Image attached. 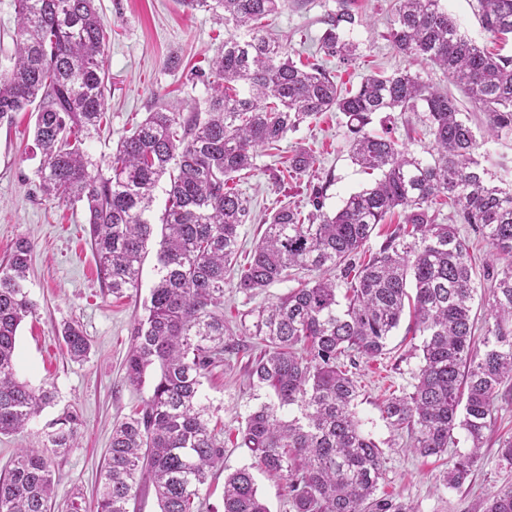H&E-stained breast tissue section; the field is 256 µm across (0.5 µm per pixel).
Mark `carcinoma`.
I'll list each match as a JSON object with an SVG mask.
<instances>
[{
  "label": "carcinoma",
  "instance_id": "1",
  "mask_svg": "<svg viewBox=\"0 0 512 512\" xmlns=\"http://www.w3.org/2000/svg\"><path fill=\"white\" fill-rule=\"evenodd\" d=\"M13 2L17 31L11 66L0 72V123L34 113L42 195L84 207L100 277L116 298L139 288L148 243L159 237L158 278L132 328L125 378L140 387L148 370L158 374L140 408L112 427L96 512H129L145 481L160 512H201V491L224 460V426L213 422L202 378L231 365L245 349L243 336L260 347L248 376L270 394L239 427L254 462L224 479V512H269L255 469L285 482L293 512H418L379 492L383 451L362 430L350 373L384 354L407 307L408 331L422 338V365L411 391L384 401L382 417L390 429L406 430L408 447L422 457L447 453L454 431L463 430L469 451L456 454L444 475L446 486L462 487L512 382V187L479 152L481 137L512 136V55L478 46L441 0H397L388 41L397 54L448 75L483 114L479 135L450 93L407 69L370 75L345 92L322 66L297 65L288 44L267 29L288 0H180L228 31L203 106L187 116L157 108L95 161L85 142L104 115L102 59L112 29L95 0ZM479 4L493 38L512 36V0ZM360 23L350 0H337L319 52L356 65L362 54L349 34ZM420 108L433 136L427 159L391 129H370L376 113ZM333 111L346 119L355 164L380 177L332 213L325 210L330 181L309 183L311 209L280 205L248 265L234 269L250 204L228 183L256 168L258 148H274L288 131ZM312 164L306 151L288 159L297 175ZM164 178L157 233L148 215ZM397 207L404 222L366 252L376 226ZM445 207L487 247L480 328L472 317L469 243L438 222ZM33 249L21 237L0 261V435L25 430L56 399L55 389L16 377L17 330L37 313L28 291ZM335 270L339 278L327 277ZM232 272L249 300L276 283L297 286L241 313L234 329L224 321V280ZM61 337L71 359L87 357L91 344L79 324H65ZM81 425L68 411L42 431L40 447L18 450L0 474V512H54L53 457L75 447ZM484 512H512V486L492 493Z\"/></svg>",
  "mask_w": 512,
  "mask_h": 512
}]
</instances>
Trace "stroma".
<instances>
[{
	"mask_svg": "<svg viewBox=\"0 0 512 512\" xmlns=\"http://www.w3.org/2000/svg\"><path fill=\"white\" fill-rule=\"evenodd\" d=\"M395 0H354L364 23L352 38L363 53L358 64L343 68L336 59L322 58V65L344 88H357L367 76L407 69L422 80L448 87L443 73L402 57L386 38ZM104 21L112 28L103 66L111 81L104 128L86 143L93 158L109 156L119 141L148 112L168 105L189 112L206 96L201 75L224 46L223 25L205 11H188L179 0H97ZM336 0H304L303 8H288L273 18L269 28L287 39L290 49L317 55L318 39L327 12ZM422 112H381L373 127L390 126L399 142L411 151L424 153L433 137L426 132ZM34 117L17 113L12 124L0 126V258L8 254L17 238L34 242L29 271V290L37 303L36 316L26 318L16 341V374L30 386H55L54 405L46 407L27 429L0 435V473L9 467L17 449L38 445V432L64 410H76L82 420L75 448L54 461L57 499L65 501L73 488L84 493L86 512H95L96 489L113 425L129 416L149 394L148 386L134 387L124 381V363L130 347L131 329L143 313V303L157 279L156 243H149L138 290L122 299L104 288L95 263L89 227L81 207L42 199L36 170L41 156L33 140ZM304 148L313 157L310 175L285 178L276 185L273 174L284 170L293 150ZM330 177L325 200L327 211L337 209L350 193L370 186L374 175L365 173L350 158L345 119L326 112L312 123L288 132L279 149H259L255 170L241 172L234 186L250 200L251 216L239 229L242 247L238 266H245L254 245L263 234V221L277 200L307 203L309 176ZM224 283V318L236 324L243 311L276 301L285 294L282 282L246 299ZM78 323L88 336L91 349L81 361L70 359L60 336L64 323ZM394 331L387 353L360 361L356 378L361 386L356 412L365 428L384 451V475L380 489L412 503L418 512H484L485 498L512 485V465L502 461L500 444L512 437V405H502L497 421L487 431L481 460L462 488L446 487L442 475L447 462L422 458L407 447L406 436L393 435L381 417L383 400L393 392L410 388L421 358L420 337L408 335L409 317ZM246 355L230 367H216L202 380V390L224 424V460L212 471L206 504L210 512H223L225 476L249 465L252 457L241 447L237 432L246 413L267 401L266 390L253 386L245 369Z\"/></svg>",
	"mask_w": 512,
	"mask_h": 512,
	"instance_id": "stroma-1",
	"label": "stroma"
}]
</instances>
